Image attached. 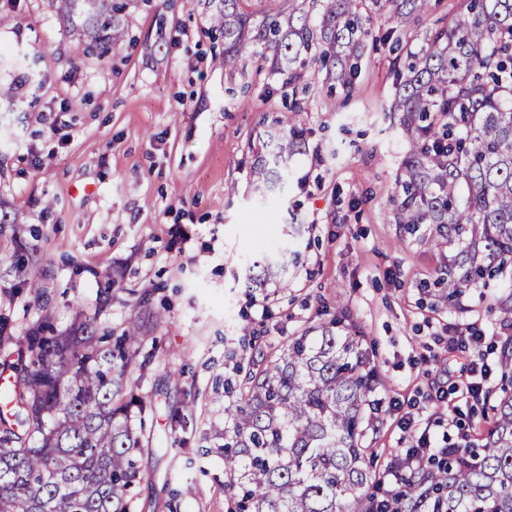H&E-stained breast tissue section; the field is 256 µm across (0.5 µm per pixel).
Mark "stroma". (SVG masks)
I'll list each match as a JSON object with an SVG mask.
<instances>
[{
	"instance_id": "1",
	"label": "stroma",
	"mask_w": 512,
	"mask_h": 512,
	"mask_svg": "<svg viewBox=\"0 0 512 512\" xmlns=\"http://www.w3.org/2000/svg\"><path fill=\"white\" fill-rule=\"evenodd\" d=\"M213 9L212 0H133L130 43L102 59L76 51L51 0H0V87L10 91L0 101V208L28 230L46 284L40 295L14 288L15 243L0 234V321L12 335L0 369L16 378L43 306L60 330L79 309L116 332L134 316L149 322L127 371L129 387L156 405L133 512H230L225 379L337 307L366 334L378 373L364 439L376 475L407 452L406 413L449 446L481 441L489 405L457 390L480 358L498 388L500 349L512 339L499 304L512 294V270L468 287L460 311L421 289L446 275L448 251L430 244L433 225L411 234L397 221L408 142L390 109L397 53L379 41L394 18L374 21L351 92L315 84L300 94L304 142L288 192L263 200L253 177L261 135L288 100L260 60L226 77L216 63L224 42L208 33ZM281 244L297 261L262 278ZM106 271L116 279L109 289ZM469 325L484 342L449 349V331ZM442 389L456 404L443 428L431 401Z\"/></svg>"
}]
</instances>
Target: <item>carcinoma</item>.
<instances>
[{
	"instance_id": "1",
	"label": "carcinoma",
	"mask_w": 512,
	"mask_h": 512,
	"mask_svg": "<svg viewBox=\"0 0 512 512\" xmlns=\"http://www.w3.org/2000/svg\"><path fill=\"white\" fill-rule=\"evenodd\" d=\"M82 52L101 57L126 36L128 0H54ZM210 29L224 38V72L258 58L281 87L332 81L351 92L358 48L373 18L396 26L400 43L432 0H288L258 10L250 0H214ZM390 111L403 113L409 148L399 179V223L435 225L448 245L438 296L456 308L465 288L512 268V0H463V11L427 32L397 68ZM294 100L278 120L254 172L263 197L283 194L288 159L300 143ZM17 287L43 288L34 255L18 242ZM143 322L115 336L97 316L75 313L65 331L47 309L26 331L12 407L0 415V512H130L140 481L145 416L152 403L127 393L126 371L140 353ZM365 334L339 307L238 385L224 420V472L234 512H512V341L502 345V384L484 442L426 472L401 478L403 496L382 502L362 446L365 408L377 386ZM138 409L139 426L132 422Z\"/></svg>"
}]
</instances>
